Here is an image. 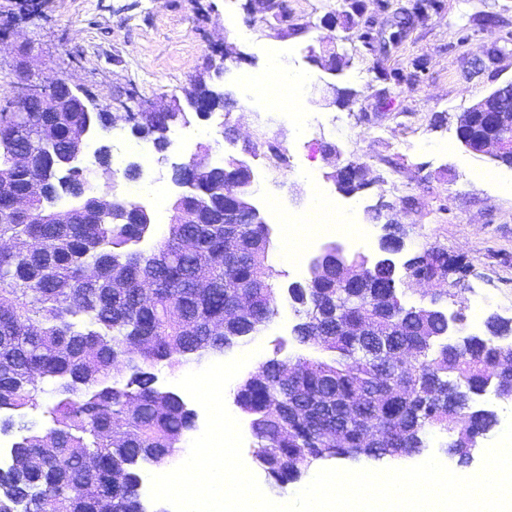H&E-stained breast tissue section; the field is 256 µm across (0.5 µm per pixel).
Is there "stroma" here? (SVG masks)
Masks as SVG:
<instances>
[{
  "label": "stroma",
  "mask_w": 512,
  "mask_h": 512,
  "mask_svg": "<svg viewBox=\"0 0 512 512\" xmlns=\"http://www.w3.org/2000/svg\"><path fill=\"white\" fill-rule=\"evenodd\" d=\"M245 2L0 0V60L6 63L22 42H32L41 58V79L69 77L87 97L112 111L132 95L145 102L182 95L210 56L225 44L236 45L245 57L225 62L224 88L238 104L205 120L191 118L188 127L198 132L195 142L171 139L167 164L152 172L162 197L141 194L142 179L117 180V192H137L138 202L151 210L153 238L162 237L179 192L169 177L170 163L189 161L201 143L236 157L247 146L251 153L243 156L254 174L253 201L261 214H268L272 200L286 211L309 209V189L318 187L321 196L345 206L363 234L355 242L329 236L322 247L338 243L346 256L372 257L384 225L374 216L376 208L415 197L412 210L397 214L403 257L432 245L462 264L441 306L463 310L478 333L490 313L512 318V169L467 151L456 130L458 114L512 79V51L494 71L477 74L471 67L488 44L483 13H496L500 37H512V0H442L441 10L419 21L380 70L357 39L364 26H385L387 15L378 0H365L363 15L354 16L346 30L324 23L325 16L338 12L339 0H288L294 23L290 29L271 19L252 20ZM236 19L253 21L249 38L234 32ZM273 48L279 49L288 72L305 74L300 109L315 128L301 130L285 110L243 99L239 75L264 73ZM334 52L351 55V66L333 72L317 65V58ZM384 71L413 73L415 82L386 86L380 78ZM332 84L355 90L354 102L344 108L334 105L328 90ZM384 88L392 98L387 108L378 101ZM328 145L336 146L343 160L364 163L371 174L391 178L395 189L378 183L353 196L340 193L332 178L334 165L324 152ZM271 237L268 263L279 312L260 335L224 355L229 361L250 354L240 371L244 377L274 352L294 357L303 351L291 333L295 317L288 288L308 279L314 256L284 259L279 231Z\"/></svg>",
  "instance_id": "obj_1"
}]
</instances>
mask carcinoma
Here are the masks:
<instances>
[{
  "instance_id": "obj_1",
  "label": "carcinoma",
  "mask_w": 512,
  "mask_h": 512,
  "mask_svg": "<svg viewBox=\"0 0 512 512\" xmlns=\"http://www.w3.org/2000/svg\"><path fill=\"white\" fill-rule=\"evenodd\" d=\"M194 97L209 116L224 110L231 95L213 96L199 78ZM0 103V237L13 250L0 252V408L38 406L41 384L68 383L73 390L53 409L54 427H29L11 451L17 467L0 471V512L23 504L26 512H101L106 493L112 512H146L136 471L140 461H166L167 451L194 424L193 410L173 392L156 386L152 367L179 369L190 357L222 353L258 335L278 313V294L268 264L266 224H226L224 211L235 198L229 188L248 179L226 161L196 177L204 191L172 205L163 238L146 249L136 245L153 222L132 216L133 201L119 198L93 209L94 171L72 182L85 196L66 202V211L47 209L38 185L58 157L79 147L82 112H18ZM188 112H150L138 131L154 138L157 152L165 133L189 122ZM485 114L459 127L467 143L487 131ZM32 150L26 165L16 154ZM27 196L31 214L19 215L13 197ZM240 235L242 248L227 253V235ZM441 278L448 276V252L431 247L414 257ZM97 267L101 278L85 283L82 271ZM391 274L379 268L367 276L368 289L336 287L328 273L289 290L297 341L319 355L269 358L243 380L235 400L251 419L255 453L271 484L297 481L324 453L341 456L358 447L361 422L381 432L383 448L421 453L426 435H449L447 453L469 466L473 449L455 422L482 434L497 424L495 411L477 412L468 397L484 390L497 372V336L512 321L491 315L487 334L462 345L448 343V322L428 305L398 303ZM254 310L224 323L240 293ZM341 302L343 326L325 317ZM375 316L385 358L361 360L362 343L347 330ZM410 351L402 357L398 351ZM292 375H283L284 367ZM132 388H117L125 370ZM344 430L346 447L332 431Z\"/></svg>"
}]
</instances>
